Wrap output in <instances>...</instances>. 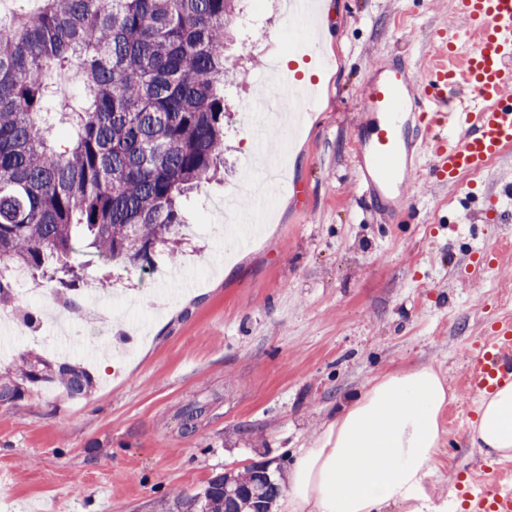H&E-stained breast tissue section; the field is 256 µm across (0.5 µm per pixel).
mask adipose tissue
Wrapping results in <instances>:
<instances>
[{"mask_svg":"<svg viewBox=\"0 0 512 512\" xmlns=\"http://www.w3.org/2000/svg\"><path fill=\"white\" fill-rule=\"evenodd\" d=\"M453 395L423 365L375 378L345 403L286 470L278 512H423L422 486L437 468L442 413ZM471 444L486 458L512 457V384L483 397Z\"/></svg>","mask_w":512,"mask_h":512,"instance_id":"obj_1","label":"adipose tissue"}]
</instances>
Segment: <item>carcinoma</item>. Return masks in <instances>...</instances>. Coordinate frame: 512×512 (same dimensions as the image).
I'll use <instances>...</instances> for the list:
<instances>
[{
  "label": "carcinoma",
  "instance_id": "1",
  "mask_svg": "<svg viewBox=\"0 0 512 512\" xmlns=\"http://www.w3.org/2000/svg\"><path fill=\"white\" fill-rule=\"evenodd\" d=\"M0 22V305L13 303L10 270L60 284L79 318L77 283L95 258L149 266L180 240L183 204L224 173V41L239 22L236 0H37ZM75 67L85 95L50 74ZM68 126L59 140L56 125ZM44 383L73 398L94 381L83 366L23 359L0 380V405ZM232 485L258 487L252 467ZM281 494L268 484L235 512H262ZM224 512V475L192 499Z\"/></svg>",
  "mask_w": 512,
  "mask_h": 512
}]
</instances>
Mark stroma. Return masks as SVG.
I'll list each match as a JSON object with an SVG mask.
<instances>
[{"mask_svg": "<svg viewBox=\"0 0 512 512\" xmlns=\"http://www.w3.org/2000/svg\"><path fill=\"white\" fill-rule=\"evenodd\" d=\"M281 0H243L245 24L226 54L224 177L196 190L177 255L147 270L116 268L110 282L90 265L80 294L105 320L104 336L64 318L51 298L18 295L38 322L18 318L0 334V379L22 356L72 362L94 378L73 399L56 385L0 405V512H194L209 478L258 461L289 466L347 398L393 368L427 365L454 398L439 468L425 481L432 501L465 512L463 494L496 458L471 446L478 398L464 387L467 352L512 303V152L460 188L408 185L395 219L375 212L358 184V141L371 125L361 89L387 54L420 66L448 23L453 0H327L316 39L325 64L305 63L316 107L294 136L268 139L288 155L284 182L267 198L245 248L228 245L232 216L220 203L241 181L262 182L251 161L250 108L266 61L295 62L294 18ZM487 262L475 281L471 257ZM184 267L191 284L164 289ZM204 406L193 432L182 414Z\"/></svg>", "mask_w": 512, "mask_h": 512, "instance_id": "obj_1", "label": "stroma"}]
</instances>
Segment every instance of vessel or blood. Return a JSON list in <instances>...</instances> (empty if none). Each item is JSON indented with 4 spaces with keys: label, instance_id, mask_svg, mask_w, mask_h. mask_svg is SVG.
Listing matches in <instances>:
<instances>
[{
    "label": "vessel or blood",
    "instance_id": "b4317fda",
    "mask_svg": "<svg viewBox=\"0 0 512 512\" xmlns=\"http://www.w3.org/2000/svg\"><path fill=\"white\" fill-rule=\"evenodd\" d=\"M454 10L464 23L448 24L432 41L426 69L392 58L362 87V109L374 124L356 155L358 179L390 218L409 203L405 189L421 176L422 150L434 151L431 178L455 185L512 149V0H455ZM459 87L469 90L470 105L457 103ZM432 113L447 135L434 134ZM463 381L481 397L512 383L511 316L472 343ZM466 512H512V473L488 470L467 491Z\"/></svg>",
    "mask_w": 512,
    "mask_h": 512
}]
</instances>
